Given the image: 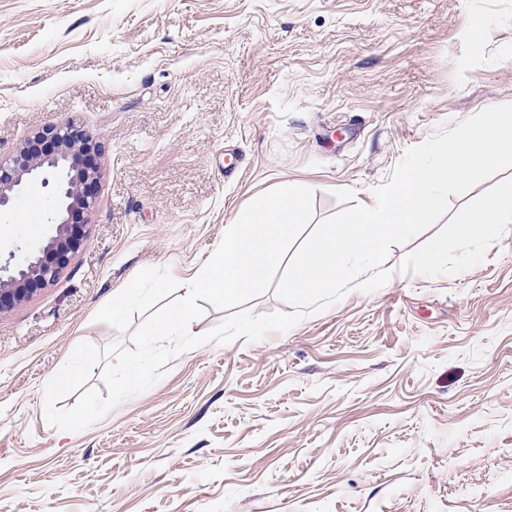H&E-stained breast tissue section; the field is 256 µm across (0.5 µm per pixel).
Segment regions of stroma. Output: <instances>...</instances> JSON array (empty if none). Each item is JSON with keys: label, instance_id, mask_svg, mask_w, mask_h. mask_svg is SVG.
I'll use <instances>...</instances> for the list:
<instances>
[{"label": "stroma", "instance_id": "35a3bbf8", "mask_svg": "<svg viewBox=\"0 0 512 512\" xmlns=\"http://www.w3.org/2000/svg\"><path fill=\"white\" fill-rule=\"evenodd\" d=\"M503 104L512 0H0V151L68 120L104 146L70 267L0 315V512H512V229L462 274L191 349L84 430L43 412L141 269L192 276L284 183L317 222L370 200ZM52 194L0 242L38 238Z\"/></svg>", "mask_w": 512, "mask_h": 512}]
</instances>
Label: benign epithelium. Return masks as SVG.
I'll list each match as a JSON object with an SVG mask.
<instances>
[{"label":"benign epithelium","instance_id":"benign-epithelium-1","mask_svg":"<svg viewBox=\"0 0 512 512\" xmlns=\"http://www.w3.org/2000/svg\"><path fill=\"white\" fill-rule=\"evenodd\" d=\"M101 152L77 123L67 121L46 125L13 151L0 153V215L10 212L24 187L38 178L45 185L47 176L54 177L57 198L49 231L36 249L19 264H0V315L53 285L69 267L98 202Z\"/></svg>","mask_w":512,"mask_h":512}]
</instances>
